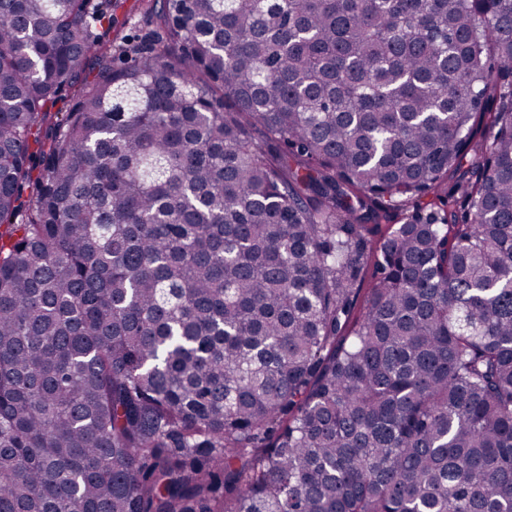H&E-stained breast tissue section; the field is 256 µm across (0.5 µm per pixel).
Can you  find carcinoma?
I'll use <instances>...</instances> for the list:
<instances>
[{"label":"carcinoma","mask_w":512,"mask_h":512,"mask_svg":"<svg viewBox=\"0 0 512 512\" xmlns=\"http://www.w3.org/2000/svg\"><path fill=\"white\" fill-rule=\"evenodd\" d=\"M120 4L0 0V512H512V0ZM137 1L139 0H126L125 7L117 11L120 23L126 19L125 13L129 11L132 12L131 20L124 25L120 26L119 24L116 29H112L106 40H115L118 37L117 41H119L124 36L127 39L140 40V38H144L156 30L155 24L141 11L140 2Z\"/></svg>","instance_id":"cac0c4a2"}]
</instances>
